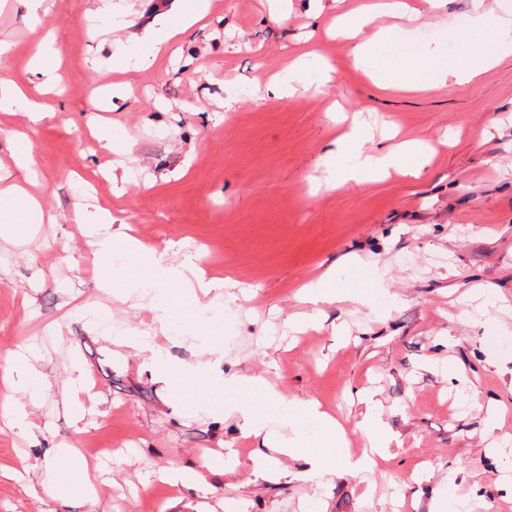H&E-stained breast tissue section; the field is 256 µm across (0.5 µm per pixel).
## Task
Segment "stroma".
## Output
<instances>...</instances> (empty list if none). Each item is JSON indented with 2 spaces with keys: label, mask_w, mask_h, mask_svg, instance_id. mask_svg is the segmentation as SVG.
Here are the masks:
<instances>
[{
  "label": "stroma",
  "mask_w": 512,
  "mask_h": 512,
  "mask_svg": "<svg viewBox=\"0 0 512 512\" xmlns=\"http://www.w3.org/2000/svg\"><path fill=\"white\" fill-rule=\"evenodd\" d=\"M205 16L146 70L116 72L144 31L164 29L171 0H112L118 24L90 39L98 0H45L61 81L40 97L38 122L0 112V164L11 134L30 136L35 164L12 180L39 183L45 221L25 242L0 247V360L26 344L42 373L33 436L0 420V512H430L447 477L472 512H512V55L478 78L436 91L384 87L350 61V43L328 35L332 0H206ZM474 0H450L418 43L441 41L449 58L477 48L466 23ZM459 31L449 40V31ZM11 51L0 78L34 87L33 47L16 0H0V41ZM312 48L337 69L330 95L276 100L263 84L291 52ZM234 97L225 111V97ZM371 110L373 147L447 136L420 179L399 175L327 188L318 166L335 133L329 106ZM125 132L108 154L91 131ZM490 127L483 141L475 134ZM121 218L168 264L197 258L207 277L240 289L234 329L219 337L223 373L262 376L296 400H317L360 452L366 405L383 407L387 456L363 477L337 469L331 487L287 478L243 485L217 471L208 492L165 483L169 468H201L233 443L247 469L260 439L235 417L176 391L164 362L116 347L153 315L137 290L121 299L94 281L93 257L71 221L78 203ZM346 290L323 319L284 327L302 312L299 287L327 267ZM386 271L372 311L367 276ZM257 298H248V291ZM96 314L85 317L84 303ZM498 324L486 341L487 324ZM78 398L80 414L68 413ZM500 427L485 434L487 406ZM74 445V455L57 443ZM96 464L88 501L52 505L26 491L45 466L63 475L74 458Z\"/></svg>",
  "instance_id": "stroma-1"
}]
</instances>
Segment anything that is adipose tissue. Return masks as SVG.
I'll return each instance as SVG.
<instances>
[{
    "mask_svg": "<svg viewBox=\"0 0 512 512\" xmlns=\"http://www.w3.org/2000/svg\"><path fill=\"white\" fill-rule=\"evenodd\" d=\"M447 0H422L420 7H411L407 0H378L367 9L352 10L336 19L337 35L351 41V57L355 68L365 71L372 79L385 83L398 82L400 74L410 76L413 85L429 91L445 87L448 81L467 82L491 67L500 57L512 54V12L476 6L470 19L472 26L480 29L481 50L468 55L458 63L449 62L444 46L434 43L399 56L387 55L388 46L411 42V25H422L434 18L446 6ZM206 4L189 10H178L174 23L165 35L144 34L139 53L132 58L136 68L153 66L163 53L168 39L184 32L203 18ZM386 18L387 23L376 26V18ZM332 66L323 58L309 53L293 60L283 75L265 88L267 96L281 99L294 95L299 87L314 83L327 87ZM434 154L431 143L413 141L403 150L393 151L372 148L368 145L365 123L360 113H353L350 122L336 136L320 156L319 166L326 175V184L331 188L361 185L375 178H386L391 174L422 177ZM41 212L38 199L19 185L0 190V239L7 235L22 237L29 234ZM75 222L93 249L96 257L97 277L103 284H111L113 255L122 250L134 271L133 285L137 288L153 289L150 304L155 311V322L159 332H167L171 320L179 309L173 304L169 291L181 289L187 305L196 312L208 311L209 294L223 288L219 278H206L195 260L177 266H167L162 255L149 249L139 241L113 231L109 215L97 217L76 212ZM0 378L10 381L21 397L4 411L0 417L18 432H28L32 409L36 406L44 384L35 367L22 358L0 362ZM225 391L234 393L235 402L229 411L238 420L243 436L260 437L263 444L277 447V457L265 455L255 457L244 481L248 484L275 483L284 474L281 457L305 459L304 469L297 471V479L319 484L329 483L337 466H344L355 474L371 471L378 458L384 457L388 442L381 435V416L378 406H371L366 418L365 438L368 453L358 457L336 459L331 449L343 438V430L336 419L315 401H298L271 391L264 379L257 375H233L221 382ZM269 407L289 425L297 419L306 418L317 427V436L325 445L324 453L308 455L306 441L299 433L284 435L269 428L261 412ZM76 483L61 489L54 478L53 469L47 468L33 481L31 493H49L52 500L61 501L67 496L85 497L93 493L94 486L87 465L73 466Z\"/></svg>",
    "mask_w": 512,
    "mask_h": 512,
    "instance_id": "adipose-tissue-1",
    "label": "adipose tissue"
}]
</instances>
